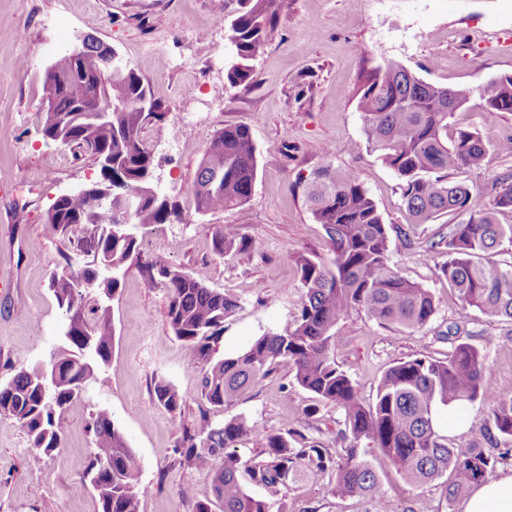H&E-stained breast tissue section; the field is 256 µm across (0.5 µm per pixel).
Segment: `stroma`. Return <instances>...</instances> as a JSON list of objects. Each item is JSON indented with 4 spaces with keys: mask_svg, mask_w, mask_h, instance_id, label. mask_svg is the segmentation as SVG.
<instances>
[{
    "mask_svg": "<svg viewBox=\"0 0 512 512\" xmlns=\"http://www.w3.org/2000/svg\"><path fill=\"white\" fill-rule=\"evenodd\" d=\"M87 33L116 49L160 104L163 120L145 128L155 155V186L179 206L181 221L134 226L144 254L164 256L183 271L203 273L209 287L239 303L225 319L216 355L247 348L291 323L301 294L296 255L328 262L321 225L309 210L304 186L325 163L354 169L386 223L404 221L394 173L368 145L353 90L364 68L399 60L426 81L475 87L512 74V0H287L263 53L254 62L257 82L232 87L224 80V0H0V380L14 369L44 363L59 345L63 319L47 288L65 255L81 257L67 238L51 231L45 214L53 200L99 177L91 157H75L45 142L42 83L56 57ZM453 120L476 129L487 148L480 170L461 173L474 196L488 199L493 182L512 172V112L465 109ZM251 129L258 153L254 192L243 209L194 210V181L207 134L228 124ZM234 226L252 248L224 255L213 234ZM401 274L432 292L436 313L422 329L382 325L351 313L335 329L332 353L373 402L394 362L413 355L445 357L448 330L486 358L487 388H512V321L463 306L438 278L441 258L421 249L393 256ZM168 296L130 267L111 301L112 358L98 380L75 399L62 420L60 448L33 463L22 429L0 415V512H95L83 479L93 412L107 410L132 449L148 491L139 512H193L211 494L212 474L188 462L179 445L184 431L242 416L269 429H290L342 454L343 417L315 407L286 367L221 412L197 399L202 365L192 364L167 319ZM185 398L179 420L154 400L157 378ZM457 430L439 409L437 428L457 448H480L512 469V440L493 432L486 411L467 409ZM371 462L386 489L391 512H460L436 484L414 487L387 460ZM281 512H369V502L342 500L329 478L309 474L275 495Z\"/></svg>",
    "mask_w": 512,
    "mask_h": 512,
    "instance_id": "1",
    "label": "stroma"
}]
</instances>
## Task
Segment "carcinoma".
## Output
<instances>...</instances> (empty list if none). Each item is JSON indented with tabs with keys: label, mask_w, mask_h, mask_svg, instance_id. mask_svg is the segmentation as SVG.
Returning <instances> with one entry per match:
<instances>
[{
	"label": "carcinoma",
	"mask_w": 512,
	"mask_h": 512,
	"mask_svg": "<svg viewBox=\"0 0 512 512\" xmlns=\"http://www.w3.org/2000/svg\"><path fill=\"white\" fill-rule=\"evenodd\" d=\"M286 0H236L224 27L229 50L225 80L233 86L256 82L253 61L273 32ZM368 143L399 180L406 223L388 224L352 169L328 162L304 187L315 223L327 236L331 259L295 258L300 308L280 331L258 337L244 351L212 360L224 331V319L238 300L212 289L200 273L183 272L160 255L144 257L127 225L165 224L181 212L152 187L145 175L152 150L143 140L145 126L161 120L159 105L148 96L134 68L91 34L79 53L65 52L47 68L42 87L46 103L42 133L75 157L96 163L112 156V201L101 199L94 183L57 197L46 223L67 236L80 231L77 252L84 264L73 269L70 256L53 272L48 288L64 319L61 344L43 365L22 367L0 382V414L9 415L34 448L33 462L59 447L61 420L71 402L96 379L112 357L115 335L109 301L129 262L148 282L167 291L166 319L193 362L205 366L198 398L222 411L256 388L275 368L286 366L297 385L315 401L343 415L344 455L337 457L318 440L300 432L267 429L244 418L208 425L200 434L183 432L185 455L213 472L212 497L194 512H274V503L251 493L248 485L277 494L303 470L329 474L330 493L366 499L372 512H390L385 490L365 449L386 458L413 485L439 481L448 503L495 471L497 460L478 448H455L433 422L438 406H484L497 434L512 439V391H491L480 350L468 342L452 345L444 358L423 355L389 367L375 401H362L350 377L331 355L337 322L351 312L380 324L421 329L435 312L433 294L402 276L392 260L395 250L416 244L411 231L453 214L465 219L424 241L423 251L445 260L438 274L463 305L512 320V262L493 259L512 225L498 215L512 212V176L495 180L488 202L480 204L464 182L450 172L478 170L486 148L479 133L452 122L471 100L481 109L512 112V75L477 89L427 82L401 62L386 59L364 70L354 91ZM257 179V148L250 128L228 125L206 138V150L194 182L195 211L240 209ZM222 255L252 247V241L224 227L213 237ZM157 403L172 418L185 398L170 383H154ZM93 448L84 471L97 512H139L145 487L139 481L131 448L105 409L91 416ZM256 438L263 448L243 462L232 449Z\"/></svg>",
	"instance_id": "cac0c4a2"
}]
</instances>
